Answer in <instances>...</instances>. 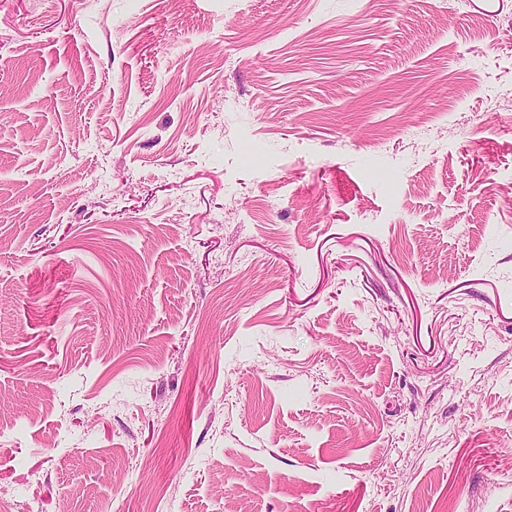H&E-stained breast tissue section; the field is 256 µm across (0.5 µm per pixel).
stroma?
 Segmentation results:
<instances>
[{
  "mask_svg": "<svg viewBox=\"0 0 512 512\" xmlns=\"http://www.w3.org/2000/svg\"><path fill=\"white\" fill-rule=\"evenodd\" d=\"M0 0V500L512 512V0Z\"/></svg>",
  "mask_w": 512,
  "mask_h": 512,
  "instance_id": "35a3bbf8",
  "label": "stroma"
}]
</instances>
